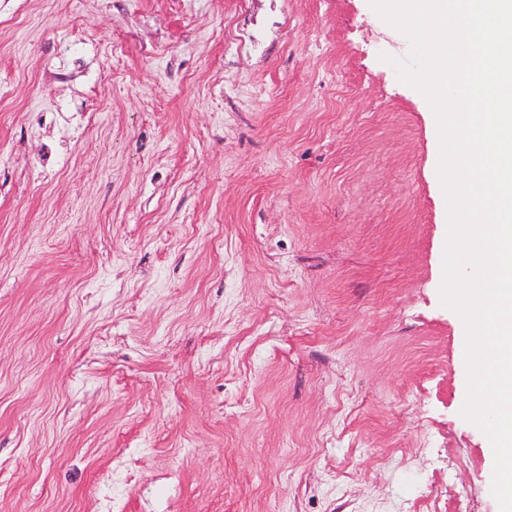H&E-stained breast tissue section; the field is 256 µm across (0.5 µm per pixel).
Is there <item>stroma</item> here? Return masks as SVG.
<instances>
[{"label": "stroma", "instance_id": "35a3bbf8", "mask_svg": "<svg viewBox=\"0 0 512 512\" xmlns=\"http://www.w3.org/2000/svg\"><path fill=\"white\" fill-rule=\"evenodd\" d=\"M409 52L368 0H0V512H500Z\"/></svg>", "mask_w": 512, "mask_h": 512}]
</instances>
